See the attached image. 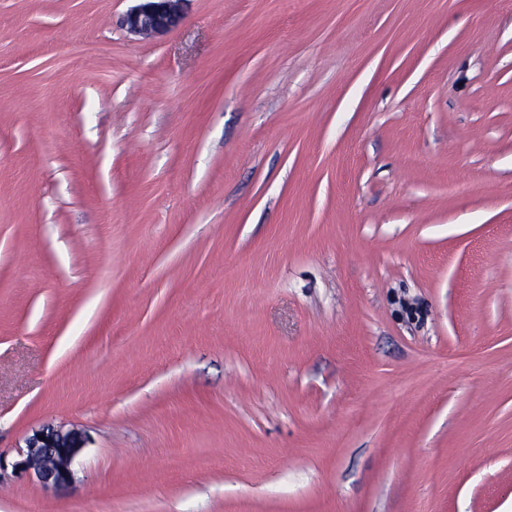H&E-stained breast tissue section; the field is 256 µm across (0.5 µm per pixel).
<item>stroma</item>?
Listing matches in <instances>:
<instances>
[{
    "mask_svg": "<svg viewBox=\"0 0 512 512\" xmlns=\"http://www.w3.org/2000/svg\"><path fill=\"white\" fill-rule=\"evenodd\" d=\"M133 4L0 0V512H512V0ZM140 2L123 16V26L134 36L161 37L177 27L183 19V2L187 0H136ZM39 436H44V440ZM87 441L88 436L81 429L63 431L44 427L36 430L27 439V450L13 464V469L35 477L45 489L68 487L73 481L72 464Z\"/></svg>",
    "mask_w": 512,
    "mask_h": 512,
    "instance_id": "1",
    "label": "stroma"
}]
</instances>
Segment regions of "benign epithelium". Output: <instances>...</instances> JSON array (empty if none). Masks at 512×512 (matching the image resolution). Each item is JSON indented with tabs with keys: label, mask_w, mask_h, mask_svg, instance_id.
I'll use <instances>...</instances> for the list:
<instances>
[{
	"label": "benign epithelium",
	"mask_w": 512,
	"mask_h": 512,
	"mask_svg": "<svg viewBox=\"0 0 512 512\" xmlns=\"http://www.w3.org/2000/svg\"><path fill=\"white\" fill-rule=\"evenodd\" d=\"M184 0H138L123 16V26L134 36L161 37L183 19ZM87 434L81 429L63 431L44 427L27 439V450L13 464L14 471L35 477L45 489L58 490L71 485L72 464L85 448Z\"/></svg>",
	"instance_id": "benign-epithelium-1"
}]
</instances>
